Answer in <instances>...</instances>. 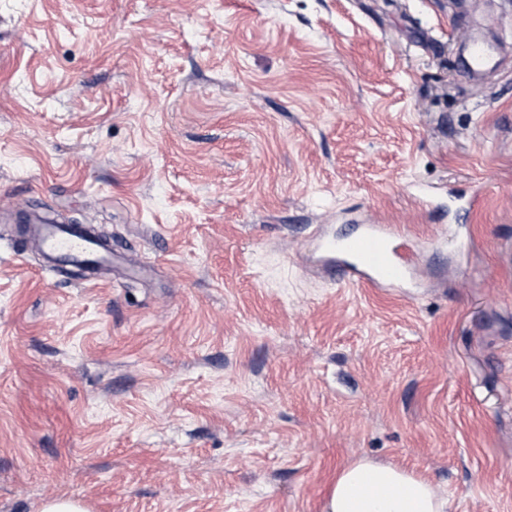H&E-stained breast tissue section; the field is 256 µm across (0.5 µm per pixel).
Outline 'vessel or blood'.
<instances>
[{"label": "vessel or blood", "instance_id": "1", "mask_svg": "<svg viewBox=\"0 0 512 512\" xmlns=\"http://www.w3.org/2000/svg\"><path fill=\"white\" fill-rule=\"evenodd\" d=\"M467 79L484 83L512 67V48L474 36L461 54ZM30 237L48 267L83 265L91 277L112 273V254L101 248L79 227L71 224L34 223ZM312 252L335 261V274L345 282L389 291L408 279L419 263V254L390 224L368 223L350 238L338 239L321 231L312 234Z\"/></svg>", "mask_w": 512, "mask_h": 512}]
</instances>
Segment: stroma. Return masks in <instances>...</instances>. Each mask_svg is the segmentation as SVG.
Instances as JSON below:
<instances>
[{
    "instance_id": "1",
    "label": "stroma",
    "mask_w": 512,
    "mask_h": 512,
    "mask_svg": "<svg viewBox=\"0 0 512 512\" xmlns=\"http://www.w3.org/2000/svg\"><path fill=\"white\" fill-rule=\"evenodd\" d=\"M478 30L512 14L0 0V512H322L360 456L512 512V69L466 81ZM21 215L111 233V283L41 272ZM370 218L420 255L403 296L307 251Z\"/></svg>"
}]
</instances>
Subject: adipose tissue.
Instances as JSON below:
<instances>
[{"instance_id": "adipose-tissue-1", "label": "adipose tissue", "mask_w": 512, "mask_h": 512, "mask_svg": "<svg viewBox=\"0 0 512 512\" xmlns=\"http://www.w3.org/2000/svg\"><path fill=\"white\" fill-rule=\"evenodd\" d=\"M448 501L412 470L358 457L337 468L323 512H447Z\"/></svg>"}]
</instances>
